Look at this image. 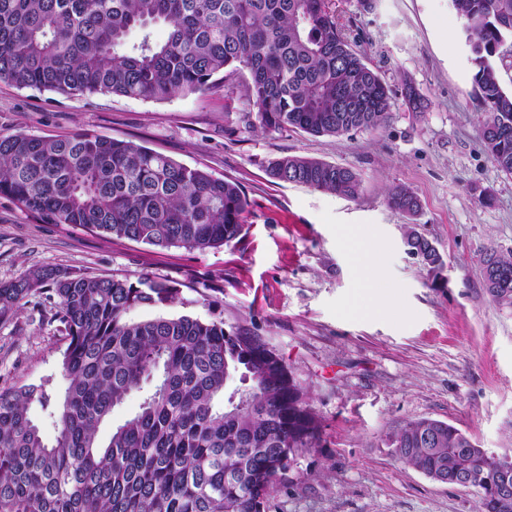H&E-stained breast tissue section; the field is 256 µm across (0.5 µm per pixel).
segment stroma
Masks as SVG:
<instances>
[{
  "label": "stroma",
  "instance_id": "stroma-1",
  "mask_svg": "<svg viewBox=\"0 0 512 512\" xmlns=\"http://www.w3.org/2000/svg\"><path fill=\"white\" fill-rule=\"evenodd\" d=\"M349 39L390 91V121L340 136L245 130L237 80L163 101L67 97L0 79V136L77 131L127 140L239 182L251 201L240 237L219 249H159L48 224L0 196V282L37 267L179 283L181 303L133 318L190 315L262 337L306 387L317 448L278 488L269 512H477L475 490L402 464L388 442L400 423L448 422L480 447L512 451V305L483 282L488 252L512 258V174L484 151L471 54L452 0H334ZM426 101L412 111L405 82ZM303 156L353 170L351 199L274 183L268 160ZM407 187L416 213L387 203ZM357 228L362 252L345 243ZM416 232L442 268L409 254ZM214 290L198 300L199 282ZM375 298L358 309L359 297ZM56 299L29 297L0 321V389L67 380Z\"/></svg>",
  "mask_w": 512,
  "mask_h": 512
}]
</instances>
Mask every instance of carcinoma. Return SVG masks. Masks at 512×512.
Instances as JSON below:
<instances>
[{"instance_id": "cac0c4a2", "label": "carcinoma", "mask_w": 512, "mask_h": 512, "mask_svg": "<svg viewBox=\"0 0 512 512\" xmlns=\"http://www.w3.org/2000/svg\"><path fill=\"white\" fill-rule=\"evenodd\" d=\"M486 117L490 160L512 173V93L495 58L512 41V0H453ZM168 26L157 43L150 29ZM142 37L132 43L129 35ZM238 76L252 129L339 136L391 118L390 94L352 44L328 0H0V79L70 96L164 100ZM349 108L343 110L340 100ZM283 183L355 198L356 174L282 156L267 165ZM0 196L48 224H74L160 249L205 251L235 241L250 214L236 181L183 166L131 141L78 132L54 139L0 136ZM389 205L414 213L416 196L392 189ZM410 247L442 263L425 238ZM59 298L68 344L60 399L49 382L0 391V512H269L299 460L318 447L320 424L291 368L258 336L190 315L131 320L172 305L168 280L35 268L0 283V321L31 295ZM133 391L139 410L99 431ZM54 406L47 442L32 404ZM388 442L406 466L480 479L478 512H512V470L451 424L419 418Z\"/></svg>"}]
</instances>
